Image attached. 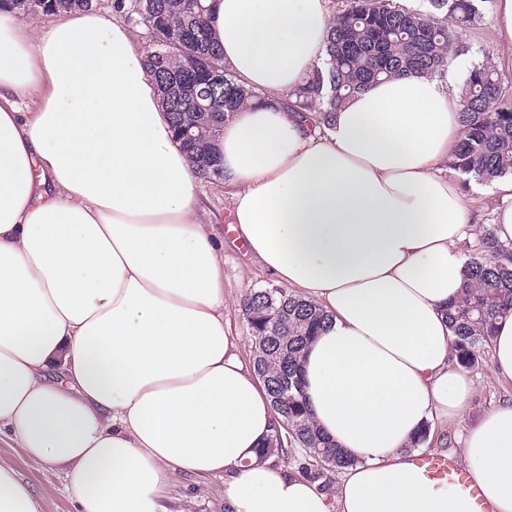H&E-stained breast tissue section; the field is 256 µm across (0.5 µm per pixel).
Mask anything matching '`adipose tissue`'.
Masks as SVG:
<instances>
[{
    "label": "adipose tissue",
    "mask_w": 512,
    "mask_h": 512,
    "mask_svg": "<svg viewBox=\"0 0 512 512\" xmlns=\"http://www.w3.org/2000/svg\"><path fill=\"white\" fill-rule=\"evenodd\" d=\"M328 2L212 0L209 26L267 96L218 144L238 237L328 316L303 370L316 425L357 460L332 495L257 459L274 412L224 326L222 244L130 29L0 11V436L60 468L77 512H168L180 474L221 479L228 512H472L411 462L474 391L446 314L479 246L448 178L463 65L380 81L311 131L280 103L326 57ZM490 350L512 384V311ZM461 457L512 512V400ZM0 512H42L4 465Z\"/></svg>",
    "instance_id": "1"
}]
</instances>
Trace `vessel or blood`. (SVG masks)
<instances>
[{
  "label": "vessel or blood",
  "mask_w": 512,
  "mask_h": 512,
  "mask_svg": "<svg viewBox=\"0 0 512 512\" xmlns=\"http://www.w3.org/2000/svg\"><path fill=\"white\" fill-rule=\"evenodd\" d=\"M420 476L435 487L456 491L470 500L474 512H491L482 483L453 458L441 454L422 453L412 459Z\"/></svg>",
  "instance_id": "vessel-or-blood-1"
}]
</instances>
